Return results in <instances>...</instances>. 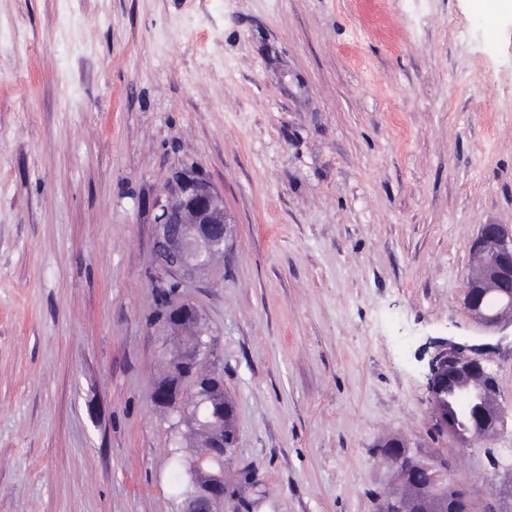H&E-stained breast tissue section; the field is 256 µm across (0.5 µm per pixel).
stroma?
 Listing matches in <instances>:
<instances>
[{"label":"stroma","mask_w":512,"mask_h":512,"mask_svg":"<svg viewBox=\"0 0 512 512\" xmlns=\"http://www.w3.org/2000/svg\"><path fill=\"white\" fill-rule=\"evenodd\" d=\"M191 165L234 220L191 297L254 512H379L390 442L512 512V424L461 446L428 385L481 340L480 225L512 229L498 0H0V512H177L146 316ZM486 356L512 412V334Z\"/></svg>","instance_id":"35a3bbf8"}]
</instances>
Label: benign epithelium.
I'll return each mask as SVG.
<instances>
[{"label": "benign epithelium", "mask_w": 512, "mask_h": 512, "mask_svg": "<svg viewBox=\"0 0 512 512\" xmlns=\"http://www.w3.org/2000/svg\"><path fill=\"white\" fill-rule=\"evenodd\" d=\"M232 218L224 200L197 173L176 170L168 189L153 208L154 280L152 288L164 283L172 286L166 297L164 326L169 331L182 329L202 313L190 298V289L208 277L213 261L224 255L231 234ZM464 308L469 318L485 329L500 332L512 326V230L502 224L480 226L472 242L466 277ZM211 341L196 337L194 346L172 365L175 380L155 391V402L174 413L192 415V429L210 449L204 456L193 455L189 467L190 491L180 512H224L228 486L224 481V462L234 447L235 438L225 435L224 419L232 415L224 401V384L219 368H204ZM484 378L494 387V375L486 360L466 353L464 345L445 344L429 361L430 393L455 388L463 377ZM473 431L478 436L498 434L507 428L504 410L492 411L480 403L470 413ZM405 479L413 483L438 482L437 471L415 461L407 462Z\"/></svg>", "instance_id": "1"}]
</instances>
